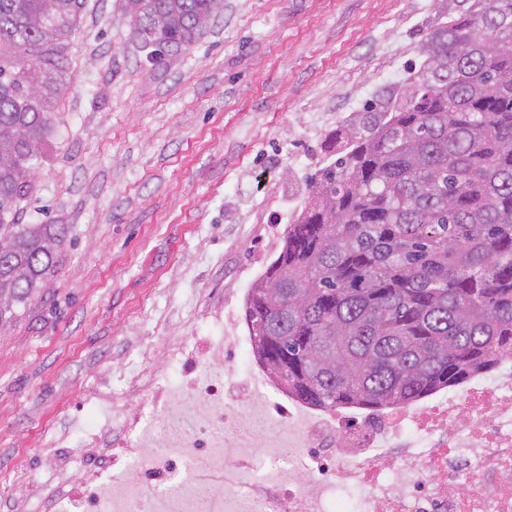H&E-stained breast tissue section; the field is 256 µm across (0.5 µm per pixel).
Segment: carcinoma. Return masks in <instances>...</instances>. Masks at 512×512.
Wrapping results in <instances>:
<instances>
[{
  "instance_id": "carcinoma-1",
  "label": "carcinoma",
  "mask_w": 512,
  "mask_h": 512,
  "mask_svg": "<svg viewBox=\"0 0 512 512\" xmlns=\"http://www.w3.org/2000/svg\"><path fill=\"white\" fill-rule=\"evenodd\" d=\"M44 2L0 0V324L66 237L18 219L81 8ZM217 8L124 0L158 64ZM424 52L390 111L371 105L332 134L336 160L246 299L259 363L315 407L417 401L512 350V0H471Z\"/></svg>"
}]
</instances>
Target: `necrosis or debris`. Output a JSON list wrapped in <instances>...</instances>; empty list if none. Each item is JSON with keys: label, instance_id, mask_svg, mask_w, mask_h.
<instances>
[{"label": "necrosis or debris", "instance_id": "necrosis-or-debris-1", "mask_svg": "<svg viewBox=\"0 0 512 512\" xmlns=\"http://www.w3.org/2000/svg\"><path fill=\"white\" fill-rule=\"evenodd\" d=\"M241 342L170 336L159 349L99 370L81 389L82 402L111 404L120 387L134 406L120 410L115 427L83 439L77 494L62 453L71 433L49 427L45 460L57 484L21 475L28 493L13 512H30L33 500L37 512H325L322 493L349 484L368 491L358 512H512L510 354L434 390L428 401L365 413L308 412L262 379L263 418L293 430L288 477L320 496L284 495L279 482L267 481L252 486L243 504L225 505L202 482L195 450L208 448L207 466L220 473L225 447L246 446L259 434L245 415L224 411V349ZM170 370L180 383L169 382Z\"/></svg>", "mask_w": 512, "mask_h": 512}]
</instances>
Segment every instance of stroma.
Wrapping results in <instances>:
<instances>
[{"mask_svg": "<svg viewBox=\"0 0 512 512\" xmlns=\"http://www.w3.org/2000/svg\"><path fill=\"white\" fill-rule=\"evenodd\" d=\"M461 0H223L189 49L148 61L122 0H83L62 60L24 224L67 229L58 261L0 326V470L50 484L45 424L100 430L113 408L62 407L101 366L157 343L191 314L194 335L244 336L254 281L333 162L336 127L387 101ZM224 406L255 417L249 357L230 353ZM288 429L244 447L225 499L265 480Z\"/></svg>", "mask_w": 512, "mask_h": 512, "instance_id": "35a3bbf8", "label": "stroma"}]
</instances>
